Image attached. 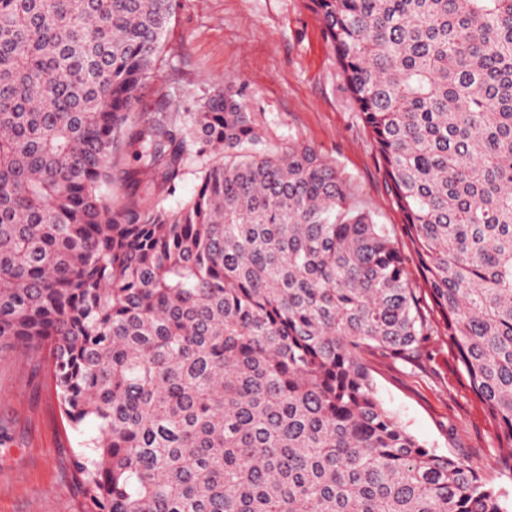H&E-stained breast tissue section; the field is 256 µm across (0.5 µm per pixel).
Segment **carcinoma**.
Segmentation results:
<instances>
[{"label":"carcinoma","mask_w":512,"mask_h":512,"mask_svg":"<svg viewBox=\"0 0 512 512\" xmlns=\"http://www.w3.org/2000/svg\"><path fill=\"white\" fill-rule=\"evenodd\" d=\"M311 2L408 256L232 89L134 112L175 0H0V351L96 427L79 512H512L363 363L422 355L411 259L512 474V0Z\"/></svg>","instance_id":"1"}]
</instances>
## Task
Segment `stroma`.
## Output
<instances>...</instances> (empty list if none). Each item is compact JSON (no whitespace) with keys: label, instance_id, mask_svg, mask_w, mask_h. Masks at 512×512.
<instances>
[{"label":"stroma","instance_id":"35a3bbf8","mask_svg":"<svg viewBox=\"0 0 512 512\" xmlns=\"http://www.w3.org/2000/svg\"><path fill=\"white\" fill-rule=\"evenodd\" d=\"M241 90L269 148L307 145L350 180L357 202L409 243L387 190L370 132L359 122L310 0H176L158 69L145 81L139 115L184 112L221 84ZM408 278L434 333L421 359L364 357L376 394L418 440L464 460L508 497L512 477L497 464L494 426L441 337L414 263ZM83 433L65 429L45 371L18 350L0 352V512H77L69 459Z\"/></svg>","mask_w":512,"mask_h":512}]
</instances>
